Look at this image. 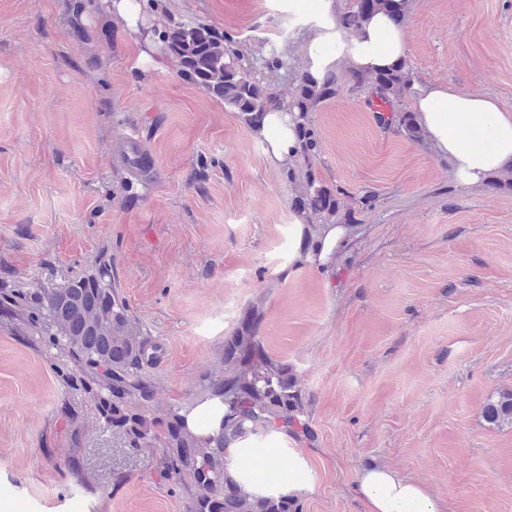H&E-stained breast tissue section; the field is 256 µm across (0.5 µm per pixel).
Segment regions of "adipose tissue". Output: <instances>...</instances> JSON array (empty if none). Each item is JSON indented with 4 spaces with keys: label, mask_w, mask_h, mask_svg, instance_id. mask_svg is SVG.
I'll return each mask as SVG.
<instances>
[{
    "label": "adipose tissue",
    "mask_w": 512,
    "mask_h": 512,
    "mask_svg": "<svg viewBox=\"0 0 512 512\" xmlns=\"http://www.w3.org/2000/svg\"><path fill=\"white\" fill-rule=\"evenodd\" d=\"M336 0H320L316 15L305 22L300 31L304 41L303 68L315 78H323L347 64L356 73H379L405 63L409 43L405 29L386 11L367 16L355 31L342 29L338 22ZM333 44L334 52H325V44ZM412 106L425 138L445 157L455 182L463 187L481 186L489 175L512 169V110L497 99L464 94L448 85L416 88ZM488 134L491 145L477 148L467 138L468 132ZM259 133L268 144L271 162L293 159L297 150L295 125L279 108L265 115ZM350 229L343 224H325L318 231V242L311 248H300V262L325 269L334 254L346 245ZM234 479L256 495H301L293 484L270 486L254 482L251 469L268 470L276 466L278 456L251 455L248 443L231 445L228 450ZM250 460L251 469H243L239 460ZM354 491L365 505V512H448L446 501L434 497L416 480L400 475L384 465L362 468Z\"/></svg>",
    "instance_id": "obj_1"
}]
</instances>
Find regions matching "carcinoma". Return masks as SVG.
Wrapping results in <instances>:
<instances>
[{"instance_id": "obj_1", "label": "carcinoma", "mask_w": 512, "mask_h": 512, "mask_svg": "<svg viewBox=\"0 0 512 512\" xmlns=\"http://www.w3.org/2000/svg\"><path fill=\"white\" fill-rule=\"evenodd\" d=\"M410 0H355L340 18L353 31L378 10L402 19ZM159 44L179 64L181 77L224 103L247 126L254 128L273 106H284L296 123L304 192L297 208L327 224H340L339 191L318 180L312 159L319 141L310 113L322 103L368 85L386 104H394L411 86V69L403 64L379 74L330 72L322 80L301 74L289 99H283L258 78L261 72L288 76V56L269 41L256 53H245L230 36L201 22L169 19L158 33ZM411 140L421 138L413 113L395 110L383 118ZM21 318L30 335L47 338L48 347L62 349L80 368L68 376L73 394L93 400L97 419L119 436L123 447L162 449L159 476L182 483L189 495L187 512H298L295 496H256L246 491L228 469V447L237 441L264 440L279 432L298 439L310 429L301 389L288 364L273 359L258 336L259 313H244L233 335L224 339L222 369L205 375L199 395L156 414L155 386L145 370L157 358L152 344L118 288L114 259L102 249L84 271L66 278L59 287H25L0 283V316ZM207 403L212 409L191 413ZM485 421L512 425V391L487 400Z\"/></svg>"}]
</instances>
